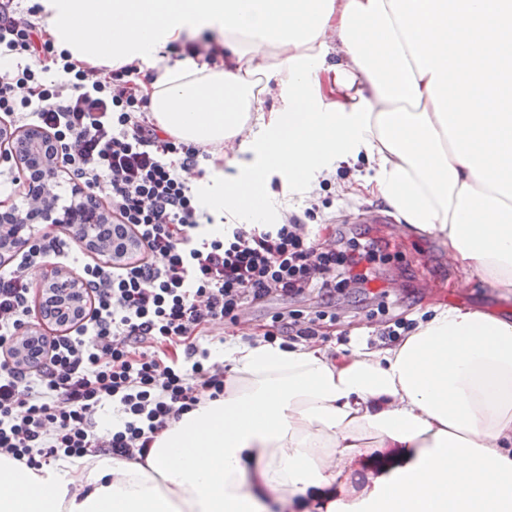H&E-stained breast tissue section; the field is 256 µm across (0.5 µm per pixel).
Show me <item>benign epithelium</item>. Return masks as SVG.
Instances as JSON below:
<instances>
[{"label": "benign epithelium", "mask_w": 512, "mask_h": 512, "mask_svg": "<svg viewBox=\"0 0 512 512\" xmlns=\"http://www.w3.org/2000/svg\"><path fill=\"white\" fill-rule=\"evenodd\" d=\"M26 139V153L20 155L16 148L0 152V159L14 162L19 177L23 178L25 197L34 200L28 213L24 214L15 206L0 204V250L12 251L27 240L28 225L66 224L85 233L80 239L84 245L90 243L91 236L100 224L112 223V214L102 208L97 198L84 188L73 189L71 204L58 212L57 199L50 185L57 167L54 148L37 129L23 132ZM40 320L44 324L55 325L62 319L66 306L59 300L69 301L71 311L80 312L83 298L80 280L74 278L60 266L47 269L41 279Z\"/></svg>", "instance_id": "7a95c632"}]
</instances>
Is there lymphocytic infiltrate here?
Masks as SVG:
<instances>
[{
  "mask_svg": "<svg viewBox=\"0 0 512 512\" xmlns=\"http://www.w3.org/2000/svg\"><path fill=\"white\" fill-rule=\"evenodd\" d=\"M2 58L13 64L0 69V124L42 130L58 149L61 175L103 202L136 252L91 256L81 268L82 317L24 363L13 350L29 325L30 271L47 257H67L72 239L39 225L17 259L0 262V454L35 470L90 453L144 460L203 393L224 392V363L202 343L210 324L238 322L272 296L314 292L323 309L274 313L263 335L309 339L333 319L326 306L336 293L368 284L378 257L372 243L342 236L322 244L294 215L211 232L193 189L210 154L150 119L137 65L78 66L16 0H0ZM52 70L65 81H46ZM109 404L120 423L102 432L96 416Z\"/></svg>",
  "mask_w": 512,
  "mask_h": 512,
  "instance_id": "obj_1",
  "label": "lymphocytic infiltrate"
}]
</instances>
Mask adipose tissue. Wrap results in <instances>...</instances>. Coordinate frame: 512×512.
<instances>
[{
    "label": "adipose tissue",
    "instance_id": "ef3b65f1",
    "mask_svg": "<svg viewBox=\"0 0 512 512\" xmlns=\"http://www.w3.org/2000/svg\"><path fill=\"white\" fill-rule=\"evenodd\" d=\"M33 2L73 62L153 69L157 125L211 149L199 192L216 216L265 223L272 176L307 193L363 158L376 173L358 192L435 235L458 286L512 300V0ZM206 31L217 60L164 57ZM224 360L223 395L145 463L0 455V512H512L511 317L437 309L390 346L259 342Z\"/></svg>",
    "mask_w": 512,
    "mask_h": 512
}]
</instances>
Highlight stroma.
Listing matches in <instances>:
<instances>
[{
  "label": "stroma",
  "mask_w": 512,
  "mask_h": 512,
  "mask_svg": "<svg viewBox=\"0 0 512 512\" xmlns=\"http://www.w3.org/2000/svg\"><path fill=\"white\" fill-rule=\"evenodd\" d=\"M366 160L340 164L328 175L326 182L317 184L312 192L297 194L284 191L279 179H272L271 188L277 192L280 207L269 217L270 223H281L284 216H304L307 209H314L318 218L327 223L342 222L346 236L373 240L382 254L375 265L374 285L393 288L397 295L393 318L419 322L430 315L433 307H469L499 312L504 308L499 291L482 281L463 289L449 288L448 282L455 271L437 238L419 233L396 223L348 224L346 215L370 206L367 197L340 194L338 185L354 182L370 174ZM318 303L317 298L301 296L281 299L272 297L252 306L241 317L240 324L225 323L223 329L213 330L208 341L214 353H221L224 335L238 337L243 342L261 338L271 323L273 313L283 309L309 310ZM373 300L362 298L354 291H346L336 299V322L325 326L324 343L350 346L365 344L369 327L374 319L370 311Z\"/></svg>",
  "instance_id": "stroma-1"
}]
</instances>
